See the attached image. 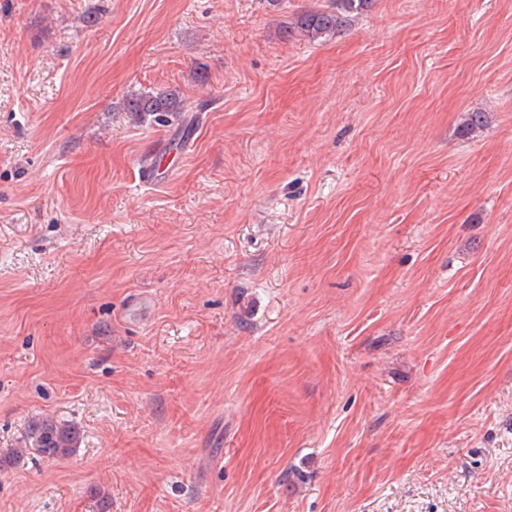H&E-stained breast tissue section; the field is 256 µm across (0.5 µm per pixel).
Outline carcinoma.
Here are the masks:
<instances>
[{
    "instance_id": "cac0c4a2",
    "label": "carcinoma",
    "mask_w": 512,
    "mask_h": 512,
    "mask_svg": "<svg viewBox=\"0 0 512 512\" xmlns=\"http://www.w3.org/2000/svg\"><path fill=\"white\" fill-rule=\"evenodd\" d=\"M374 0H326L320 8L301 12L293 23L292 31L299 36L317 41L331 39L344 30L353 17L370 10ZM126 111L139 118L147 116L156 122H165L184 111L180 95L175 90L139 95L131 98ZM79 430L74 426L59 425L52 419L38 418L31 422L27 436L17 447L0 455V469L4 463H19L33 447L44 457L60 460L71 456L78 447Z\"/></svg>"
}]
</instances>
